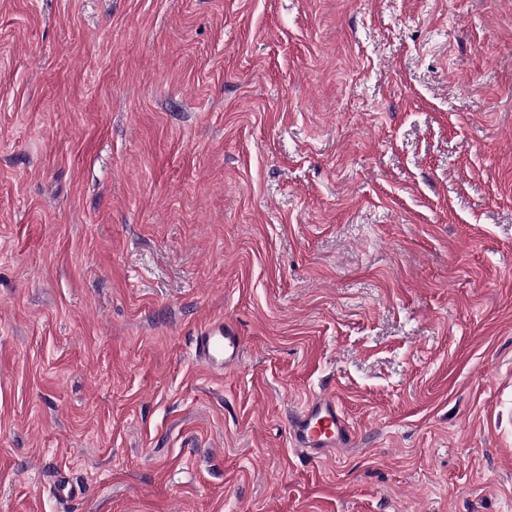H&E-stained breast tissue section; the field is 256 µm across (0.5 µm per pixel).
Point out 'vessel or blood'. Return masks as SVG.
I'll return each mask as SVG.
<instances>
[{"instance_id": "vessel-or-blood-1", "label": "vessel or blood", "mask_w": 512, "mask_h": 512, "mask_svg": "<svg viewBox=\"0 0 512 512\" xmlns=\"http://www.w3.org/2000/svg\"><path fill=\"white\" fill-rule=\"evenodd\" d=\"M242 353V336L236 324L228 320L208 323L195 338V358L216 372L236 366ZM350 440L349 424L334 396L314 398L291 420L289 443L292 448L319 453Z\"/></svg>"}]
</instances>
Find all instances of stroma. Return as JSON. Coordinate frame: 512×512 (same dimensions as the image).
Segmentation results:
<instances>
[{
  "label": "stroma",
  "mask_w": 512,
  "mask_h": 512,
  "mask_svg": "<svg viewBox=\"0 0 512 512\" xmlns=\"http://www.w3.org/2000/svg\"><path fill=\"white\" fill-rule=\"evenodd\" d=\"M0 512H512V0H0ZM243 353V339L236 324L218 319L200 329L194 356L208 369L223 372L236 366ZM351 441L349 424L332 395L316 397L291 420L289 443L305 452H323Z\"/></svg>",
  "instance_id": "obj_1"
}]
</instances>
